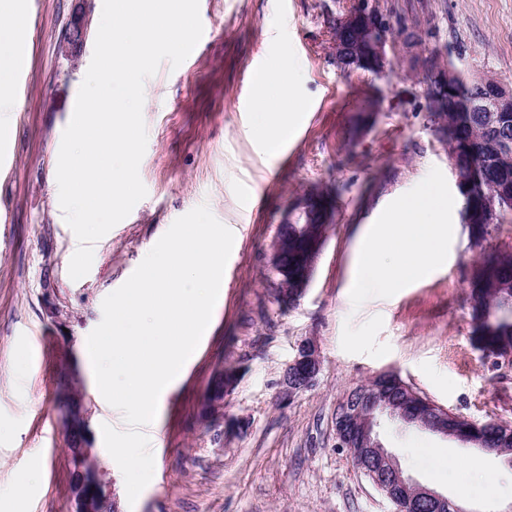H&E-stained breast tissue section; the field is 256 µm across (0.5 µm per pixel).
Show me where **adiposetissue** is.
Here are the masks:
<instances>
[{
    "label": "adipose tissue",
    "mask_w": 512,
    "mask_h": 512,
    "mask_svg": "<svg viewBox=\"0 0 512 512\" xmlns=\"http://www.w3.org/2000/svg\"><path fill=\"white\" fill-rule=\"evenodd\" d=\"M26 0H0V14L11 16L16 25L0 28V101L11 99V69L19 45L20 24L25 19ZM261 86L273 85V99L255 97L253 109L264 117L269 140L287 130L299 109L293 81L286 72L263 74ZM453 227L448 222V200L438 191L404 199L397 203L380 224L367 225L359 239L355 262L358 284L373 288H400L424 278L446 257L448 237Z\"/></svg>",
    "instance_id": "ef3b65f1"
}]
</instances>
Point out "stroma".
I'll return each mask as SVG.
<instances>
[{
	"mask_svg": "<svg viewBox=\"0 0 512 512\" xmlns=\"http://www.w3.org/2000/svg\"><path fill=\"white\" fill-rule=\"evenodd\" d=\"M348 0H200L209 41L190 65L162 63L144 85L147 195L94 247L89 273L69 276L78 241L59 204L62 135L90 65L103 0H29L17 104H0V512H73L68 387L78 388L93 449L119 512H394L337 447L332 415L354 385L390 371L466 419L512 424V366L480 350L468 273L481 250L512 247V225L473 248L448 150L429 127L426 72L409 57L452 61L467 75L512 86V0H379L390 24L415 19L421 40L397 44L394 69L376 78L340 69L330 22ZM88 19L76 57L61 51L74 13ZM294 74L302 110L284 152L265 147L251 102L253 69ZM373 125L344 140L365 99ZM448 198L457 231L446 261L401 288H360L353 263L363 225L430 183ZM313 185L339 187L313 278L300 299L277 300L271 246L290 203ZM234 234L224 299L179 384L145 428L155 457L150 483L127 499L101 427L124 428L86 363L102 302L134 272L180 216L199 205ZM315 338L313 386L285 398L284 370L300 340ZM236 377L220 414L207 407L213 377ZM383 444L421 482L470 508L512 507V466L398 424ZM40 470L24 497L14 476Z\"/></svg>",
	"mask_w": 512,
	"mask_h": 512,
	"instance_id": "obj_1",
	"label": "stroma"
}]
</instances>
